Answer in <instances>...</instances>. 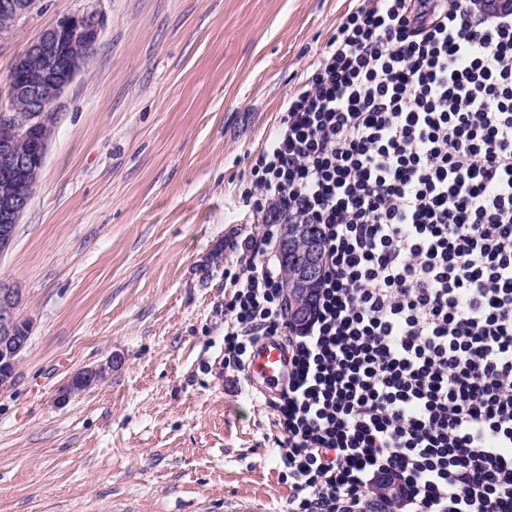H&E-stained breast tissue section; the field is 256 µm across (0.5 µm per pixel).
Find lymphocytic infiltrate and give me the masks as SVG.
Masks as SVG:
<instances>
[{
  "label": "lymphocytic infiltrate",
  "instance_id": "lymphocytic-infiltrate-1",
  "mask_svg": "<svg viewBox=\"0 0 512 512\" xmlns=\"http://www.w3.org/2000/svg\"><path fill=\"white\" fill-rule=\"evenodd\" d=\"M242 198L322 241L292 330L280 269L238 262L224 361L280 339L288 512H512V14L364 0L288 97Z\"/></svg>",
  "mask_w": 512,
  "mask_h": 512
}]
</instances>
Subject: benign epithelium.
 <instances>
[{"label":"benign epithelium","instance_id":"1","mask_svg":"<svg viewBox=\"0 0 512 512\" xmlns=\"http://www.w3.org/2000/svg\"><path fill=\"white\" fill-rule=\"evenodd\" d=\"M42 0H0V36L13 24L41 8ZM99 19L94 13H77L57 23L28 43L17 55L0 97L7 96L8 111H0V257L15 240V226L27 209L44 166L54 119L55 103L84 68L98 39ZM302 237L296 227L284 225L274 243L281 258H288ZM323 275L319 246L309 241L305 259L293 279L284 285L288 319L310 318L313 301ZM22 303L18 288H0V389L11 386L19 354L27 336L21 332L16 311ZM101 367L78 370L58 391L56 402L96 384Z\"/></svg>","mask_w":512,"mask_h":512}]
</instances>
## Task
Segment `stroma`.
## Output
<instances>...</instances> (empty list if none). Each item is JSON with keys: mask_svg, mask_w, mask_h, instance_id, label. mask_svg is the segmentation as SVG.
I'll return each mask as SVG.
<instances>
[{"mask_svg": "<svg viewBox=\"0 0 512 512\" xmlns=\"http://www.w3.org/2000/svg\"><path fill=\"white\" fill-rule=\"evenodd\" d=\"M361 3L44 0L0 35L1 79L60 17L101 20L0 257L31 326L0 390V512H286L277 393L224 363V271L264 248L241 198L251 167ZM103 369L105 368L89 367L78 370L70 378L68 383L58 391L55 398L56 402L59 404L65 403L77 392H83L89 387L94 386L98 375Z\"/></svg>", "mask_w": 512, "mask_h": 512, "instance_id": "obj_1", "label": "stroma"}]
</instances>
